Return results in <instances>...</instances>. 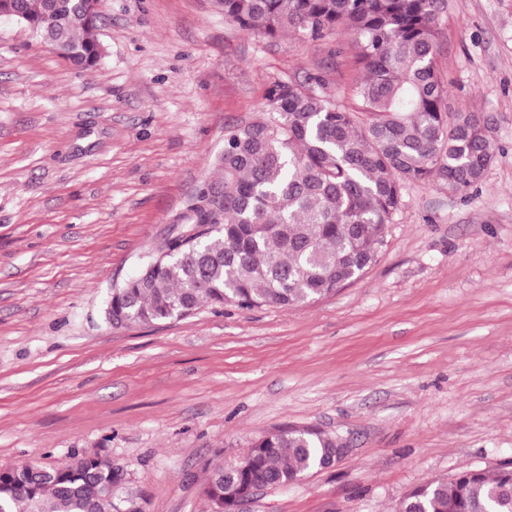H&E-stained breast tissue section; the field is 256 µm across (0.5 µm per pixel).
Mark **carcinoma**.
<instances>
[{"label":"carcinoma","mask_w":512,"mask_h":512,"mask_svg":"<svg viewBox=\"0 0 512 512\" xmlns=\"http://www.w3.org/2000/svg\"><path fill=\"white\" fill-rule=\"evenodd\" d=\"M98 0H0L62 58L99 61ZM224 18L273 41L285 33L353 37L349 103L323 94V79L276 81L267 118L224 138L215 176L173 219L159 254L112 288L114 327L183 318L204 306L290 308L335 294L376 261L407 183L464 193L494 157L472 112L448 118L436 68L448 0H216ZM336 437L283 426L226 463H207L204 494L219 508L256 486L284 487L326 466ZM123 468L81 454L66 465L0 470V512H140L114 492ZM396 512H512V462L462 470L417 486Z\"/></svg>","instance_id":"1"}]
</instances>
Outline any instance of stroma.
Segmentation results:
<instances>
[{"label": "stroma", "mask_w": 512, "mask_h": 512, "mask_svg": "<svg viewBox=\"0 0 512 512\" xmlns=\"http://www.w3.org/2000/svg\"><path fill=\"white\" fill-rule=\"evenodd\" d=\"M79 68L0 18V469L122 466L141 512H215L205 465L286 425L341 435L334 468L243 512H395L413 488L512 459V0H448L437 68L495 143L465 193L407 184L376 263L293 308L205 306L115 328L224 136L276 81L350 76L335 32L276 41L213 0H99Z\"/></svg>", "instance_id": "obj_1"}]
</instances>
